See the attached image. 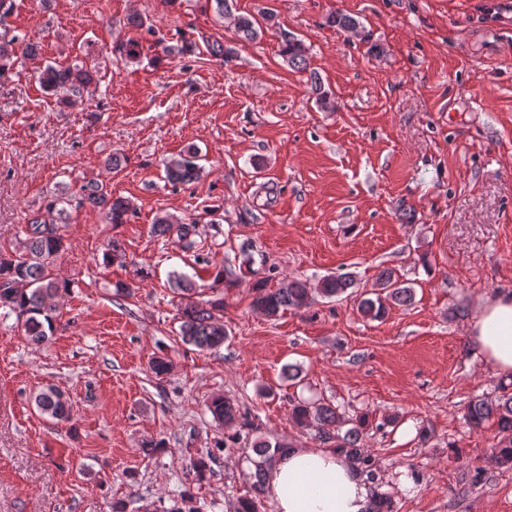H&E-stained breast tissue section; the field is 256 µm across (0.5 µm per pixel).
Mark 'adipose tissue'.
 I'll return each mask as SVG.
<instances>
[{"label": "adipose tissue", "mask_w": 512, "mask_h": 512, "mask_svg": "<svg viewBox=\"0 0 512 512\" xmlns=\"http://www.w3.org/2000/svg\"><path fill=\"white\" fill-rule=\"evenodd\" d=\"M477 356L498 374L512 375V291L481 301L468 328ZM274 512H369L372 490L338 450L289 448L266 467Z\"/></svg>", "instance_id": "1"}]
</instances>
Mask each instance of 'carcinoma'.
Listing matches in <instances>:
<instances>
[{
    "label": "carcinoma",
    "instance_id": "1",
    "mask_svg": "<svg viewBox=\"0 0 512 512\" xmlns=\"http://www.w3.org/2000/svg\"><path fill=\"white\" fill-rule=\"evenodd\" d=\"M328 23L344 31L360 26L355 17L336 12L328 18ZM39 53L38 45L18 35L0 33V77L15 65L16 58L34 57ZM288 64L298 70L307 69V56L303 44L290 40L282 50ZM42 88L60 96V101L72 106L83 97V92L94 79V72L84 66L46 65L37 75ZM198 149L189 146L177 157L165 164V178L173 185L188 184L198 178L201 166ZM70 199L62 192L46 206V214L31 218L23 229V237L6 251L0 249V309L15 314L29 342L42 345L52 337L59 317V303L70 285L53 273L58 257L65 251V237L56 221L67 215L66 205ZM77 207L87 208L103 215L105 223L113 226L125 224L132 212L130 204L122 198H114L100 185L87 183L81 188ZM153 233L157 237L175 239L185 249L195 244L193 237L198 235V224H186L169 215L155 219ZM169 284L179 297V319L183 342L201 350H214L224 345L227 338L224 329L223 291L211 289L210 298L199 299L203 289L196 286L194 277L184 272L169 274ZM354 280L348 275H326L317 287H309L308 282L292 279L279 288H270L266 281L254 284V297L251 307L264 316L275 319L287 310H301L310 307L314 296L331 301L340 298L353 287ZM375 287L385 292V296L364 298L358 310L372 319L381 318L386 313L387 302L395 305H408L413 300V289L389 268L380 270ZM32 401L42 416L59 423L68 422L72 406L65 394L58 388L48 385L34 393ZM213 420L226 429H251L254 422L251 415L240 409L233 401L215 396L208 404ZM293 422L314 432L315 437L334 444L354 463L361 466L370 479H375L371 458L362 445L364 431L369 427V417L360 415L351 422V427L341 431L346 419L331 403L300 402L293 405ZM467 423L479 428L492 420L497 426L498 440L493 448V456L498 465L512 468V390L501 386V394L494 400L477 397L470 401L466 412ZM281 451L289 447L285 440L270 443L258 441L253 445L256 454L263 461L255 464L249 494L238 498L236 512H257L255 499L265 491L263 462L270 459L269 448ZM180 506L170 512H200L196 496L183 490L179 493Z\"/></svg>",
    "mask_w": 512,
    "mask_h": 512
}]
</instances>
